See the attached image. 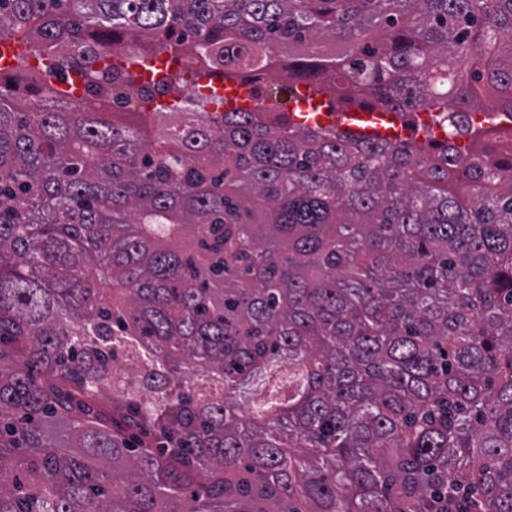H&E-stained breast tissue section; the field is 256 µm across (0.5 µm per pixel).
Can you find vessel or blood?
I'll return each instance as SVG.
<instances>
[{"label":"vessel or blood","instance_id":"1","mask_svg":"<svg viewBox=\"0 0 512 512\" xmlns=\"http://www.w3.org/2000/svg\"><path fill=\"white\" fill-rule=\"evenodd\" d=\"M28 59L26 47L22 42L8 40L0 43V70L8 72L24 64ZM211 83L218 93L224 95L228 105L236 107L250 106L249 88L232 76L212 77ZM324 91L316 86L302 87L293 108L311 112L312 122L326 124L335 121L340 128L358 138H376L399 134L401 121L391 112H370L357 107L342 111H330L324 101Z\"/></svg>","mask_w":512,"mask_h":512}]
</instances>
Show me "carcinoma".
I'll list each match as a JSON object with an SVG mask.
<instances>
[{
	"mask_svg": "<svg viewBox=\"0 0 512 512\" xmlns=\"http://www.w3.org/2000/svg\"><path fill=\"white\" fill-rule=\"evenodd\" d=\"M18 34L0 512H512V152L457 144L512 123V0H0ZM185 44L446 139L165 105L132 68Z\"/></svg>",
	"mask_w": 512,
	"mask_h": 512,
	"instance_id": "1",
	"label": "carcinoma"
}]
</instances>
